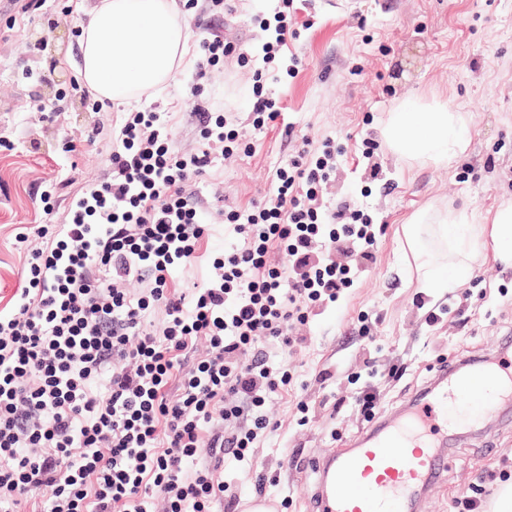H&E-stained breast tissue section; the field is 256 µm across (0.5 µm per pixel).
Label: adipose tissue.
<instances>
[{"mask_svg":"<svg viewBox=\"0 0 512 512\" xmlns=\"http://www.w3.org/2000/svg\"><path fill=\"white\" fill-rule=\"evenodd\" d=\"M82 27L79 76L98 99L126 101L155 88L193 58L189 28L176 0H100ZM391 151L417 165H444L469 146L463 113L436 102L404 100L381 129ZM432 224L412 219L403 229L404 246L414 261L420 291L437 297L464 285L474 261L492 253L512 267V203L502 205L485 223L464 212L438 209Z\"/></svg>","mask_w":512,"mask_h":512,"instance_id":"obj_1","label":"adipose tissue"}]
</instances>
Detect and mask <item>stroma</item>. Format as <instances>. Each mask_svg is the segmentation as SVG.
<instances>
[{
    "label": "stroma",
    "instance_id": "1",
    "mask_svg": "<svg viewBox=\"0 0 512 512\" xmlns=\"http://www.w3.org/2000/svg\"><path fill=\"white\" fill-rule=\"evenodd\" d=\"M97 2L0 0V313L14 309L27 284L37 227L69 222L76 201L103 177L112 132L129 113L162 112L182 153L203 146L194 105L223 114L238 134L232 155L199 179L200 220L212 231L201 260L175 274V291L203 282L211 258L234 245L228 210L264 204L287 160L319 156L332 140L335 172L319 204L366 215L376 230L372 256L358 259L357 278L336 302L310 304L293 347L271 348V362L290 378L266 407L275 428L220 470L241 503L261 480L274 512H314L315 462L372 426L358 403L365 387L378 392L376 416L393 415L442 362L495 355L512 330V268L477 260L465 285L434 301L415 288L402 250L403 225L427 207L483 218L512 201V0H292L288 27L299 36L271 61L263 47L274 38L275 0H177L192 46L217 35L233 53L203 72L178 70L125 103L97 99L77 79L80 26ZM258 93L276 100L279 115L257 129ZM47 96L54 109H40ZM408 97L466 113V153L436 167L390 152L380 128ZM483 424L484 432L464 433L449 448L448 470L419 512H484L512 478V424H500L494 409ZM464 492L476 508L460 501Z\"/></svg>",
    "mask_w": 512,
    "mask_h": 512
}]
</instances>
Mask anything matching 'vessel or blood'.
<instances>
[{
  "instance_id": "vessel-or-blood-1",
  "label": "vessel or blood",
  "mask_w": 512,
  "mask_h": 512,
  "mask_svg": "<svg viewBox=\"0 0 512 512\" xmlns=\"http://www.w3.org/2000/svg\"><path fill=\"white\" fill-rule=\"evenodd\" d=\"M439 376L443 387L416 391L397 417L378 420L354 448L323 463L320 512H418L448 469L449 433L512 398L508 360L466 369L444 364Z\"/></svg>"
}]
</instances>
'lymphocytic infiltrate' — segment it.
I'll use <instances>...</instances> for the list:
<instances>
[{
    "instance_id": "lymphocytic-infiltrate-1",
    "label": "lymphocytic infiltrate",
    "mask_w": 512,
    "mask_h": 512,
    "mask_svg": "<svg viewBox=\"0 0 512 512\" xmlns=\"http://www.w3.org/2000/svg\"><path fill=\"white\" fill-rule=\"evenodd\" d=\"M195 116L206 147L184 157L157 112L130 113L71 222L39 231L28 285L0 316V512L35 489L40 512H148L155 496L166 512H235L216 474L271 428L265 406L288 377L270 344L293 346L309 303L353 284L356 268L335 251L375 243L367 218L313 205L334 170L329 145L306 168H279L262 208L230 212L240 247L214 258L203 283L170 291L209 234L191 185L237 140L221 116ZM274 249L285 268L269 264ZM132 282L146 293L132 295ZM157 306L166 318L155 329ZM244 415L235 431L212 426Z\"/></svg>"
}]
</instances>
